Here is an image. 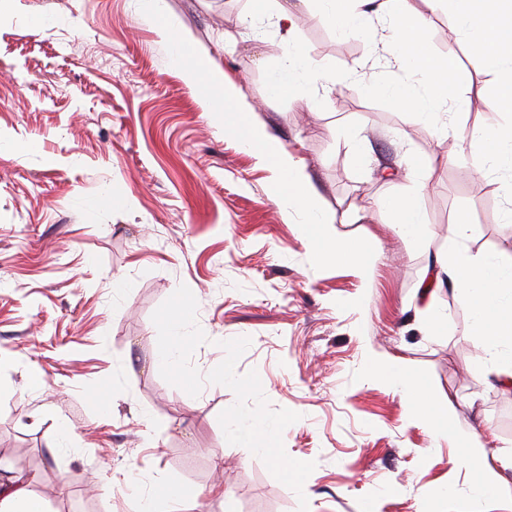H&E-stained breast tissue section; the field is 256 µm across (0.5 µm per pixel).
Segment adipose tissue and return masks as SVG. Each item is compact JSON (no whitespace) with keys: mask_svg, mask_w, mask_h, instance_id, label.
Wrapping results in <instances>:
<instances>
[{"mask_svg":"<svg viewBox=\"0 0 512 512\" xmlns=\"http://www.w3.org/2000/svg\"><path fill=\"white\" fill-rule=\"evenodd\" d=\"M448 2L462 21L476 50L472 64L494 73L496 88L490 108L499 114L512 112V0H428L430 6ZM326 17L338 28L368 23L373 15L388 14L396 24L392 53L404 63L411 82L390 88L389 97L403 109L448 112L457 106L452 94L457 65L454 57L434 56L426 47L423 33L428 19L410 0H317ZM307 85L312 97L326 89L318 65L296 40H288L283 66L275 90L293 96L299 85ZM425 87L418 99L415 85ZM477 149L469 165L483 175L501 161L512 164V126L487 124L471 131ZM387 223L397 225L409 237L419 236L427 220L414 195L405 194L384 206ZM471 220L467 212L456 213L437 258L439 272L448 275L463 302L470 308L475 334L486 346L498 378L512 379V360L501 356L499 346L512 344V255L488 256L464 249ZM375 375L405 390L412 417L432 423L436 435L451 431L452 406L434 403L427 386L410 365L398 358L375 360ZM195 493L179 483L161 482L151 487L140 512H185Z\"/></svg>","mask_w":512,"mask_h":512,"instance_id":"ef3b65f1","label":"adipose tissue"}]
</instances>
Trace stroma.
Instances as JSON below:
<instances>
[{
    "mask_svg": "<svg viewBox=\"0 0 512 512\" xmlns=\"http://www.w3.org/2000/svg\"><path fill=\"white\" fill-rule=\"evenodd\" d=\"M288 4L329 78L318 101L275 93L287 33L248 23V0H165L185 38L241 83L243 110L303 161L339 232L376 246L367 278L312 267L268 170L212 124L133 0H0V452L16 460L0 481L51 486L47 512H138L158 480L197 491L188 512H298L259 457L227 442L218 416L232 390L208 383L193 397L162 378L152 314L182 284L207 337L192 365L208 373L223 341L250 338L236 373L256 371L272 408L300 413L283 442L316 464L308 512L367 500L373 512H459L475 497L468 449L410 420L401 393L368 372L379 357L409 363L451 401L454 427L512 457V382L482 376L489 354L469 308L426 277L460 209L470 252L512 250L499 179L459 180L451 158L469 142L385 95L408 73L376 58L382 23L343 33L313 2ZM413 6L429 16V50L457 56V125L487 123L494 76L471 66L456 14ZM39 12L50 22L37 34ZM413 187L428 219L419 240L381 210ZM430 307L448 317L443 335L423 330ZM33 368L42 390L27 385Z\"/></svg>",
    "mask_w": 512,
    "mask_h": 512,
    "instance_id": "obj_1",
    "label": "stroma"
}]
</instances>
